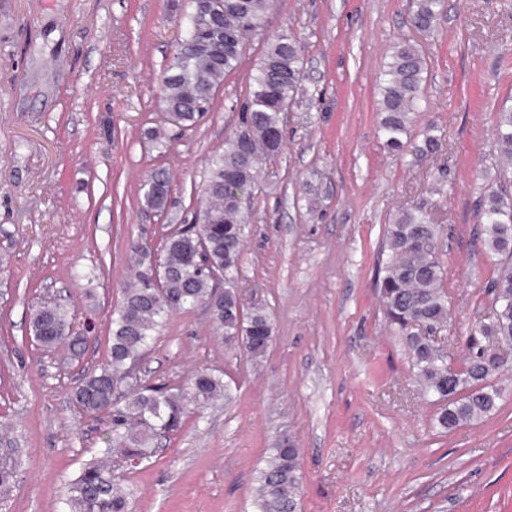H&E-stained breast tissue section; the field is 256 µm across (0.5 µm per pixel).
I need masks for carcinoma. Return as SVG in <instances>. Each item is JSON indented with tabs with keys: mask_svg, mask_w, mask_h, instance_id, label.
Listing matches in <instances>:
<instances>
[{
	"mask_svg": "<svg viewBox=\"0 0 512 512\" xmlns=\"http://www.w3.org/2000/svg\"><path fill=\"white\" fill-rule=\"evenodd\" d=\"M216 12L189 0L185 28L165 69L160 92L168 120L197 126L224 78L237 70L245 52V36L264 30L274 0H219ZM445 10V0H413L411 28L430 34ZM428 62L419 44L405 40L391 52L380 80V130L393 153L407 148L425 100ZM303 58L297 39L277 34L267 41L252 86L241 104L238 125L224 140V151L211 156L201 187L205 207L195 224L170 231L162 252L134 240L129 250L138 268L136 279L121 291L112 312L106 362L86 373L73 393L76 405L92 415L112 418V438L102 450L113 463L94 458L69 482L68 512H129L132 490L121 467L155 453L158 438L176 435L190 414L217 399L233 398L230 382L205 370L177 386L149 385L135 373L156 340L164 321L175 312L208 309L224 342L246 357L262 360L273 340V324L261 307L244 305L237 288L244 225L242 194L252 195L263 166L282 146V115L302 91ZM414 146L415 159L433 158L445 149L430 123ZM499 180L481 188L480 216L485 243L498 257V273L487 283L486 315L465 338L467 358L449 369L448 355L429 337L450 326L447 274L442 265V228L434 202L423 195L383 229L386 260L377 288L387 319L403 336L411 359V378L422 397L437 406L433 426L448 432L470 425L497 408L501 390L491 382L512 374L490 345L495 339L512 345V107L496 119ZM144 205L163 210L171 184L162 171L144 184ZM224 280V289L217 280ZM33 339L43 347L64 345L83 352L87 337L73 328L60 305L36 308L30 318ZM11 421L0 416V504L7 500L21 464V449L10 436ZM300 449L280 440L259 469L252 492V512H297L300 498Z\"/></svg>",
	"mask_w": 512,
	"mask_h": 512,
	"instance_id": "carcinoma-1",
	"label": "carcinoma"
}]
</instances>
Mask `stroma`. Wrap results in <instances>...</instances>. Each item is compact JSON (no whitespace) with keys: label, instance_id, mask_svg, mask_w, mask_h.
<instances>
[{"label":"stroma","instance_id":"stroma-1","mask_svg":"<svg viewBox=\"0 0 512 512\" xmlns=\"http://www.w3.org/2000/svg\"><path fill=\"white\" fill-rule=\"evenodd\" d=\"M173 2L0 0V414L22 450L8 512H61L66 482L104 448L110 418L77 411L72 391L107 359L129 245L160 248L202 211L205 161L223 151L266 39L281 33L301 43L304 93L246 202L239 280L275 337L254 364L206 309L168 319L139 376L175 386L209 368L233 377L236 397L131 470L130 512H249L283 434L303 450L299 512H512V379L496 378L490 415L436 430L376 288L384 225L443 180L450 352L464 358L494 271L478 211L481 184L498 175L497 111L512 106V0H447L430 36L410 27L411 0H276L188 130L167 121L158 91L183 30ZM406 39L429 64L427 116L446 146L434 162L392 155L378 129L379 75ZM157 127L163 139L149 138ZM157 169L172 186L162 212L143 203ZM55 302L89 331L80 356L30 338L33 309Z\"/></svg>","mask_w":512,"mask_h":512}]
</instances>
